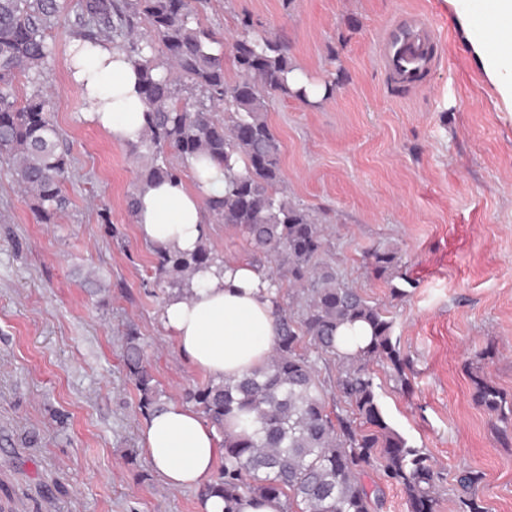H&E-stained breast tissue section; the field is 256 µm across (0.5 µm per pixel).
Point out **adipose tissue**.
Here are the masks:
<instances>
[{"instance_id": "adipose-tissue-1", "label": "adipose tissue", "mask_w": 512, "mask_h": 512, "mask_svg": "<svg viewBox=\"0 0 512 512\" xmlns=\"http://www.w3.org/2000/svg\"><path fill=\"white\" fill-rule=\"evenodd\" d=\"M71 80L81 87L83 116L117 144L139 140L146 106L139 94L138 67L109 45L77 40L70 48ZM194 183L153 181L137 192L140 235L171 250L191 251L207 234L204 202L224 195L223 166L193 162ZM165 326L184 357L210 378L241 376L265 365L274 336L266 272L246 263H214L194 275L188 295H171L162 309ZM144 447L165 482L174 487L207 484L223 455L212 428L178 401L150 415Z\"/></svg>"}]
</instances>
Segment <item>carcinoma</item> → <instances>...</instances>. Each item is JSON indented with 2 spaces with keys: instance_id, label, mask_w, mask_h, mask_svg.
<instances>
[{
  "instance_id": "obj_1",
  "label": "carcinoma",
  "mask_w": 512,
  "mask_h": 512,
  "mask_svg": "<svg viewBox=\"0 0 512 512\" xmlns=\"http://www.w3.org/2000/svg\"><path fill=\"white\" fill-rule=\"evenodd\" d=\"M56 0H0V159L32 200L43 223H50L68 199L63 191L67 160L56 150L58 130L49 102L35 95L18 100L14 81L36 82L50 54L45 30L55 18ZM76 25L90 31L92 45L112 44L139 67V85L147 107L140 138L149 160L138 182L179 177L190 160L205 157L229 166L224 197L206 200L217 220L235 225L253 246L287 267L291 287L305 297L300 319L283 309L275 287V336L265 366L239 378L209 380L185 392L207 423L222 437L224 464L199 496H220L232 504L256 494L285 498V512H372L376 492L362 478L382 471L403 489L407 512H437L438 478L427 456L395 431L381 409L370 364L386 362L394 377L406 381L410 359L393 336V322L377 306L340 281L336 270L319 262L324 230L306 209L279 195L281 145L265 119L270 97H306L292 85L294 66L279 40L256 38L248 22L230 45L239 79L224 76V53L216 52L212 33L199 25L191 0H79ZM146 26L151 36L140 32ZM177 71L192 101L171 78ZM224 108V120L214 116ZM183 167L168 161L166 150ZM159 273L170 283L189 284L201 268L218 261L206 247L192 251L154 248ZM373 271L382 276L398 267L389 250L368 252ZM357 321L370 340L352 353L338 349V333ZM123 360L140 391L139 409L158 410L153 377L140 337L125 336ZM336 363L337 387L350 416L329 409L317 361ZM476 398L489 413H505L497 387L476 380ZM483 474L466 470L460 478L459 512H486L476 495Z\"/></svg>"
}]
</instances>
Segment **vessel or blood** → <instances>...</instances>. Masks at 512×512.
Instances as JSON below:
<instances>
[{
  "mask_svg": "<svg viewBox=\"0 0 512 512\" xmlns=\"http://www.w3.org/2000/svg\"><path fill=\"white\" fill-rule=\"evenodd\" d=\"M440 50L436 29L417 14L399 16L384 28L380 41V57L390 79L409 88L421 87Z\"/></svg>",
  "mask_w": 512,
  "mask_h": 512,
  "instance_id": "b4317fda",
  "label": "vessel or blood"
}]
</instances>
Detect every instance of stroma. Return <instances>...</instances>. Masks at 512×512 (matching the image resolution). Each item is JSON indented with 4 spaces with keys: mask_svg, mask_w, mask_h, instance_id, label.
<instances>
[{
    "mask_svg": "<svg viewBox=\"0 0 512 512\" xmlns=\"http://www.w3.org/2000/svg\"><path fill=\"white\" fill-rule=\"evenodd\" d=\"M78 0H59L45 31L54 51L26 100L52 97L67 162L66 208L37 222L0 162V512H198L196 489L168 486L143 445L146 419L122 362L135 330L161 403L206 375L185 359L161 313L170 286L128 211L144 164L83 120L68 78L80 38ZM202 26L229 42L242 19L280 37L288 57L334 94L274 96L267 122L281 143V189L325 228L321 262L394 322L412 360L409 387L373 364L390 425L438 474L439 512H459L457 476L479 471L486 512H512V106L487 79L472 43L482 0H193ZM421 14L447 47L418 89L391 83L379 56L386 24ZM224 262L274 273L281 303L303 302L287 273L234 225L207 220ZM372 248L396 252L377 276ZM405 294L394 297L393 285ZM511 411L489 414L475 381Z\"/></svg>",
    "mask_w": 512,
    "mask_h": 512,
    "instance_id": "obj_1",
    "label": "stroma"
}]
</instances>
